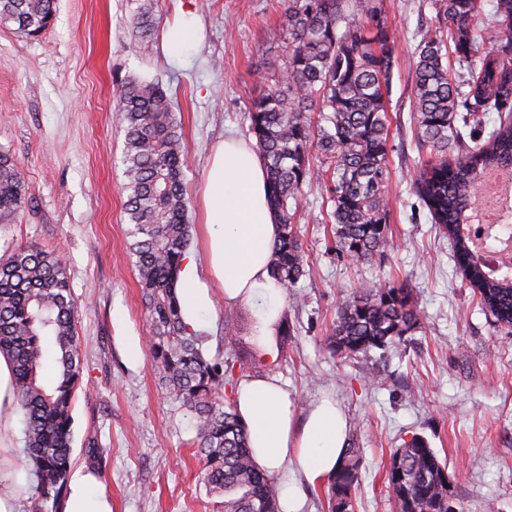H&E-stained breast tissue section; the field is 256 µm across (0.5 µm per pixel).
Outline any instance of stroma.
Here are the masks:
<instances>
[{
    "label": "stroma",
    "mask_w": 512,
    "mask_h": 512,
    "mask_svg": "<svg viewBox=\"0 0 512 512\" xmlns=\"http://www.w3.org/2000/svg\"><path fill=\"white\" fill-rule=\"evenodd\" d=\"M154 29L137 38L139 0H57L51 25L28 38L0 27V153L20 166L22 208L0 221V258L21 244L58 254L79 309L84 362L73 404V462L97 438L94 463L113 512H223V499L199 481L190 415L163 401L149 359L133 363L127 343L146 337L150 318L134 260L126 249L124 133L113 97L116 80H160L172 98L187 155L191 246L200 254V201L209 155L220 139L247 137L248 106L282 68L288 36L285 0H151ZM433 0H383L396 36L386 108L391 235L385 255L353 264L334 248L327 187L312 162L308 192L295 222L309 276L277 304L295 336L275 358L251 351L267 303L256 295L224 318V297L198 314L207 357L236 352L242 376L277 378L306 412L321 399L347 417L348 439L362 450L355 512H396L384 481L391 452L423 437L448 464L463 512H512V325L481 305L455 266L451 241L428 219L414 183L429 152L415 147L409 99L413 51L442 26ZM199 28L179 57L163 52L169 26ZM391 280L412 288L421 325L404 344L354 359L328 344L343 302ZM380 380H372V373ZM294 484L301 512H328V485L308 484L297 463L274 472Z\"/></svg>",
    "instance_id": "35a3bbf8"
}]
</instances>
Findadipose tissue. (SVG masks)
<instances>
[{
	"instance_id": "adipose-tissue-1",
	"label": "adipose tissue",
	"mask_w": 512,
	"mask_h": 512,
	"mask_svg": "<svg viewBox=\"0 0 512 512\" xmlns=\"http://www.w3.org/2000/svg\"><path fill=\"white\" fill-rule=\"evenodd\" d=\"M205 261L187 255L179 276L180 302L187 324L210 303L209 284L217 282L224 302L251 301L257 290L279 296L270 276V254L277 235L267 202L266 170L245 140L216 144L202 196ZM17 391L9 358L0 354V512H19L18 479L9 452L15 439ZM236 410L248 430L255 464L274 472L297 461L307 480L331 476L343 453L348 424L335 402L325 399L298 421L295 406L276 378L241 382ZM65 512H112L100 479L85 468L70 476Z\"/></svg>"
}]
</instances>
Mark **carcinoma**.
<instances>
[{
	"label": "carcinoma",
	"mask_w": 512,
	"mask_h": 512,
	"mask_svg": "<svg viewBox=\"0 0 512 512\" xmlns=\"http://www.w3.org/2000/svg\"><path fill=\"white\" fill-rule=\"evenodd\" d=\"M56 0H0V25L27 37L49 25ZM445 25L423 37L411 102L418 151L437 160L423 170L416 192L429 220L453 242L467 285L497 321L512 324V274L482 261L469 225L485 174L512 181V0H435ZM288 55L274 84L251 101L249 134L267 172L268 200L279 233L270 273L282 293L305 275L295 217L302 208L313 156L330 172L328 188L336 250L355 263L384 255L389 243L386 94L395 37L382 0H287ZM494 28L500 39L459 74L449 55L467 62ZM116 101L124 127V203L130 255L150 317L147 347L163 397L183 407L196 431L206 487L224 496V512H280L279 489L258 468L248 432L233 402L220 395L234 385L233 359L207 360L183 320L178 271L190 244L185 164L173 102L162 85L125 79ZM498 113L484 133L481 117ZM20 169L0 154V219L24 203ZM77 308L66 266L51 252L20 246L0 259V353L13 364L25 413V465L35 479L37 512H61L72 468V408L83 371L76 344ZM420 326L413 291L391 281L348 299L330 349L346 358L386 350ZM361 449L347 444L328 478L329 512H354ZM385 480L396 512H448L454 495L448 466L415 436L389 455Z\"/></svg>",
	"instance_id": "1"
}]
</instances>
